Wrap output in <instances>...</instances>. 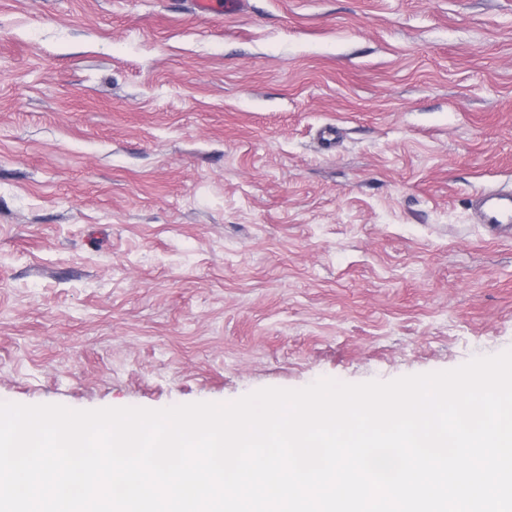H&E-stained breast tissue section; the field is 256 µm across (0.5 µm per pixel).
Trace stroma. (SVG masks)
<instances>
[{
  "mask_svg": "<svg viewBox=\"0 0 512 512\" xmlns=\"http://www.w3.org/2000/svg\"><path fill=\"white\" fill-rule=\"evenodd\" d=\"M512 0H0V402L227 404L512 350ZM473 204L491 239L508 236L506 226L512 231V193L485 189L475 196Z\"/></svg>",
  "mask_w": 512,
  "mask_h": 512,
  "instance_id": "35a3bbf8",
  "label": "stroma"
}]
</instances>
